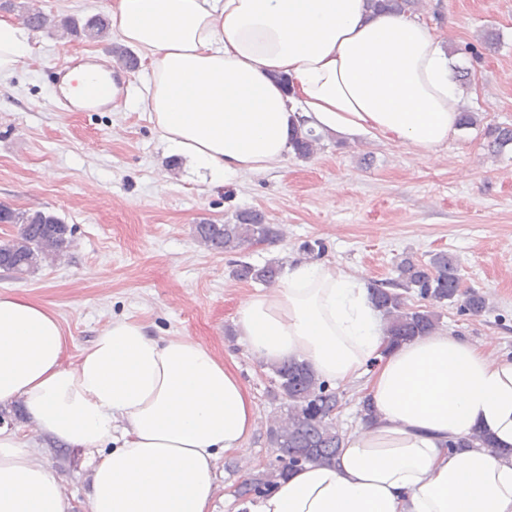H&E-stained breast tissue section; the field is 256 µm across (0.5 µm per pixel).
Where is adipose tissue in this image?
I'll use <instances>...</instances> for the list:
<instances>
[{
	"label": "adipose tissue",
	"instance_id": "ef3b65f1",
	"mask_svg": "<svg viewBox=\"0 0 512 512\" xmlns=\"http://www.w3.org/2000/svg\"><path fill=\"white\" fill-rule=\"evenodd\" d=\"M112 34L138 51L134 103L173 157L230 183L283 161L293 128L363 134L430 154L459 128L454 61L410 15L366 0H110ZM33 33L0 20V79ZM236 325L266 364L306 361L324 381L362 382L373 421L332 465H307L250 512H512V356L435 331L390 345L363 282L297 259L284 285L240 302ZM57 316L0 293V405L87 458L89 512H212L220 455L256 424L236 372L191 336L113 319L72 365ZM486 432L505 448L450 449ZM0 512H74L59 477L0 427Z\"/></svg>",
	"mask_w": 512,
	"mask_h": 512
}]
</instances>
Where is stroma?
I'll return each mask as SVG.
<instances>
[{"mask_svg": "<svg viewBox=\"0 0 512 512\" xmlns=\"http://www.w3.org/2000/svg\"><path fill=\"white\" fill-rule=\"evenodd\" d=\"M107 0H39L47 17L32 54L0 82V203L43 210L71 227L66 256L15 277L0 271V292L37 301L58 316L76 361L114 318L134 316L155 336L195 337L238 372L258 409L244 452L217 461L219 486L235 489L274 459L266 421L278 412L272 370L236 330L242 298L257 285L236 279L235 258L200 246L195 224L234 223L244 210L283 225L274 244L240 258L255 265L302 258L306 241L367 284L394 276L404 257L429 261L445 251L459 265L462 288L485 293L480 315L440 307L439 328L478 344L495 337L512 356V146L490 147L489 125L512 126V0H424L419 13L471 74L463 106L478 123L460 129L427 157L409 146L369 137L325 134L315 155H291L263 174L210 185L169 156L142 113L61 112L45 73L74 56L124 46L112 35L66 34L67 19L105 14ZM476 46L478 56L468 53ZM61 479L76 512H89V471L80 452L42 434L19 405L0 408Z\"/></svg>", "mask_w": 512, "mask_h": 512, "instance_id": "35a3bbf8", "label": "stroma"}]
</instances>
